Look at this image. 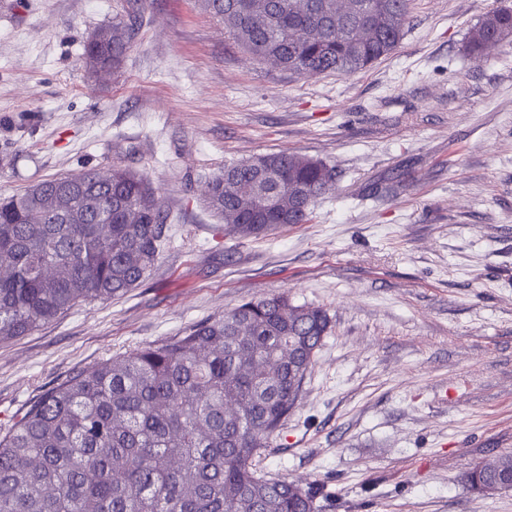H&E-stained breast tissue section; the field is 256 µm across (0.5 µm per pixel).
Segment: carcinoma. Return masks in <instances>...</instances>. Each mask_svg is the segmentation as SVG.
Wrapping results in <instances>:
<instances>
[{
	"label": "carcinoma",
	"instance_id": "cac0c4a2",
	"mask_svg": "<svg viewBox=\"0 0 512 512\" xmlns=\"http://www.w3.org/2000/svg\"><path fill=\"white\" fill-rule=\"evenodd\" d=\"M204 3L255 59L296 74L367 68L397 47L409 11V0ZM135 26L120 18L98 28L86 66L119 70ZM510 38L503 7L465 49L480 55ZM335 179L306 154H262L224 165L205 205L228 233L256 237L307 223ZM166 219L150 182L114 165L0 198V342L142 284ZM329 327L324 309L273 295L70 376L0 436V512H320L322 488L265 479L253 461L295 410ZM507 480L511 453L464 476L479 493Z\"/></svg>",
	"mask_w": 512,
	"mask_h": 512
}]
</instances>
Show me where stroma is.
Masks as SVG:
<instances>
[{
  "label": "stroma",
  "mask_w": 512,
  "mask_h": 512,
  "mask_svg": "<svg viewBox=\"0 0 512 512\" xmlns=\"http://www.w3.org/2000/svg\"><path fill=\"white\" fill-rule=\"evenodd\" d=\"M512 0H411L353 74L255 60L202 0H0V197L86 167L147 176L169 240L147 280L0 343V434L48 389L288 293L332 319L299 407L256 461L324 485L322 512H512L463 477L512 453V41L469 30ZM133 17L120 71L83 47ZM301 152L336 172L308 223L234 239L213 174Z\"/></svg>",
  "instance_id": "1"
}]
</instances>
